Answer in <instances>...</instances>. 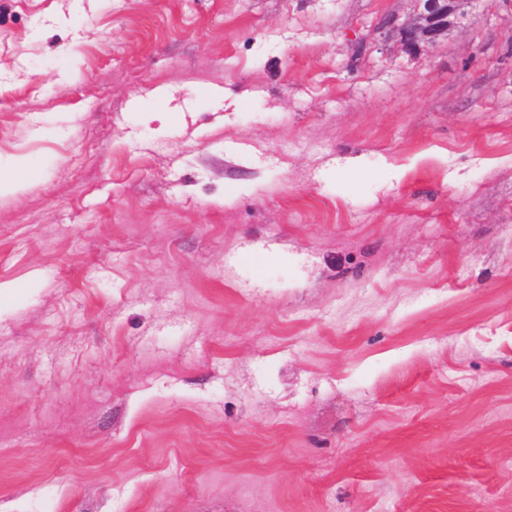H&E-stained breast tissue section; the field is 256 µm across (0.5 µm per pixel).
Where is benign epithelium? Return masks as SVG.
<instances>
[{
    "label": "benign epithelium",
    "instance_id": "7a95c632",
    "mask_svg": "<svg viewBox=\"0 0 512 512\" xmlns=\"http://www.w3.org/2000/svg\"><path fill=\"white\" fill-rule=\"evenodd\" d=\"M414 8L402 21L395 17L385 18L380 27L398 37L402 48L408 53L418 51L425 44H432L448 36L464 13L461 5L465 0H412Z\"/></svg>",
    "mask_w": 512,
    "mask_h": 512
}]
</instances>
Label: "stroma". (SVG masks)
Masks as SVG:
<instances>
[{"mask_svg":"<svg viewBox=\"0 0 512 512\" xmlns=\"http://www.w3.org/2000/svg\"><path fill=\"white\" fill-rule=\"evenodd\" d=\"M412 9L0 0V512H512V0ZM411 1L414 8L406 19L399 21L398 18L387 17L380 24V28H388L389 34L397 35L402 48L408 53H415L422 45L447 37L464 17L462 3L475 0ZM28 162L25 158L15 160L10 164L7 170L0 167V196L15 194L20 187L18 174L21 170L27 168Z\"/></svg>","mask_w":512,"mask_h":512,"instance_id":"1","label":"stroma"}]
</instances>
